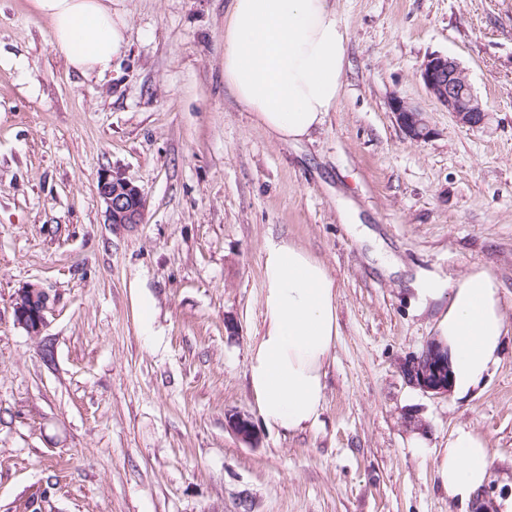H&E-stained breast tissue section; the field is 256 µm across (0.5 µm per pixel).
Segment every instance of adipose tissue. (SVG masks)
<instances>
[{"mask_svg":"<svg viewBox=\"0 0 512 512\" xmlns=\"http://www.w3.org/2000/svg\"><path fill=\"white\" fill-rule=\"evenodd\" d=\"M50 23L51 44L76 72L102 75L128 44L125 13L112 0H31ZM347 48L328 0H229L224 13V82L256 124L284 143L322 125L342 86ZM264 332L251 347L247 375L265 426L294 433L316 424L324 366L339 335L336 284L323 263L288 242L263 252ZM499 283L468 273L450 291L437 336L448 352L452 391L464 396L497 365L507 323ZM485 440L457 429L435 458L449 499L471 501L492 463Z\"/></svg>","mask_w":512,"mask_h":512,"instance_id":"obj_1","label":"adipose tissue"}]
</instances>
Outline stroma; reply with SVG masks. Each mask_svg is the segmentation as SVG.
I'll return each mask as SVG.
<instances>
[{
  "label": "stroma",
  "mask_w": 512,
  "mask_h": 512,
  "mask_svg": "<svg viewBox=\"0 0 512 512\" xmlns=\"http://www.w3.org/2000/svg\"><path fill=\"white\" fill-rule=\"evenodd\" d=\"M226 6L118 0L128 48L84 76L30 0H0V512H512V0H333L341 90L297 144L226 87ZM432 53L465 69L488 125L428 95ZM394 94L429 140L401 131ZM104 169L143 189V224H106ZM271 240L336 283L322 411L293 434L263 424L246 374ZM476 268L501 286V360L465 396L423 392L402 363L444 303L422 291ZM28 284L50 296L38 336L14 315ZM235 412L253 443L227 427ZM460 427L494 455L468 504L435 479ZM388 105L397 123L408 138L415 142H421L432 136L433 130L424 112H421L398 95L390 97ZM131 288L135 290L133 299L141 332L145 336H150L153 325V304L151 301L145 299L139 290H136L146 288L145 285L136 282L131 285Z\"/></svg>",
  "instance_id": "35a3bbf8"
}]
</instances>
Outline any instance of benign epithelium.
<instances>
[{"mask_svg": "<svg viewBox=\"0 0 512 512\" xmlns=\"http://www.w3.org/2000/svg\"><path fill=\"white\" fill-rule=\"evenodd\" d=\"M416 75L423 86L456 123L471 129L484 126L488 113L473 93L460 63L445 54L431 53L418 67ZM397 123L405 135L415 142L428 140L433 130L425 115L401 97L394 95L388 102ZM96 194L104 206L105 221L114 225L144 223L147 197L143 190L120 174L104 169L98 175ZM50 297L48 292L29 284L19 289L15 304V319L30 335L42 334ZM409 382L426 393L446 395L451 390L448 354L435 343L404 363ZM227 426L245 443L255 441L253 422L243 415H231Z\"/></svg>", "mask_w": 512, "mask_h": 512, "instance_id": "benign-epithelium-1", "label": "benign epithelium"}]
</instances>
